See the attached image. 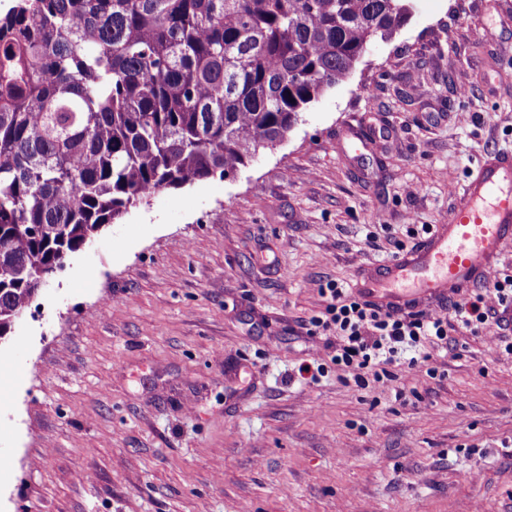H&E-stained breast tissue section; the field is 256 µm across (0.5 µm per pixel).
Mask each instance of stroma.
<instances>
[{
    "label": "stroma",
    "mask_w": 512,
    "mask_h": 512,
    "mask_svg": "<svg viewBox=\"0 0 512 512\" xmlns=\"http://www.w3.org/2000/svg\"><path fill=\"white\" fill-rule=\"evenodd\" d=\"M502 150L512 0H418L284 141L106 225L0 339V512H512V309L365 388L307 333L320 285L418 247Z\"/></svg>",
    "instance_id": "35a3bbf8"
}]
</instances>
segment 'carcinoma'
<instances>
[{
    "mask_svg": "<svg viewBox=\"0 0 512 512\" xmlns=\"http://www.w3.org/2000/svg\"><path fill=\"white\" fill-rule=\"evenodd\" d=\"M415 0H21L0 18V339L102 227L227 179Z\"/></svg>",
    "mask_w": 512,
    "mask_h": 512,
    "instance_id": "cac0c4a2",
    "label": "carcinoma"
}]
</instances>
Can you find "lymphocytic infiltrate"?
<instances>
[{"mask_svg":"<svg viewBox=\"0 0 512 512\" xmlns=\"http://www.w3.org/2000/svg\"><path fill=\"white\" fill-rule=\"evenodd\" d=\"M326 305L322 315L310 321V335L332 330L340 339L338 362L355 369L356 383H363L362 372L372 369L375 380L390 378L389 364L406 348L420 345L422 339L448 335L451 323L478 333L492 318L496 307L488 306L485 296L453 300L430 314L394 313L349 294L343 285L330 282L319 289Z\"/></svg>","mask_w":512,"mask_h":512,"instance_id":"f902f5d3","label":"lymphocytic infiltrate"}]
</instances>
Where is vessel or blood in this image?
<instances>
[{
	"mask_svg": "<svg viewBox=\"0 0 512 512\" xmlns=\"http://www.w3.org/2000/svg\"><path fill=\"white\" fill-rule=\"evenodd\" d=\"M511 241L512 156L494 155L464 187L447 223L433 228L419 249L361 271L356 286L384 309L414 311L488 283L503 245Z\"/></svg>",
	"mask_w": 512,
	"mask_h": 512,
	"instance_id": "b4317fda",
	"label": "vessel or blood"
}]
</instances>
